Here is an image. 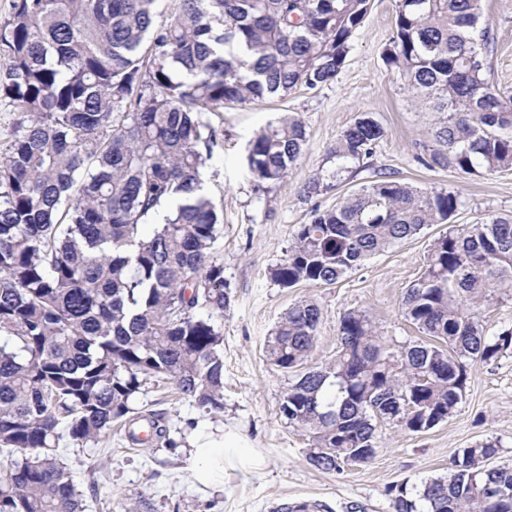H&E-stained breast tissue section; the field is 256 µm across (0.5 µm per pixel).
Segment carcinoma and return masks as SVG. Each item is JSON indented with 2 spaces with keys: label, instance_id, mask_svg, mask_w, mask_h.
I'll list each match as a JSON object with an SVG mask.
<instances>
[{
  "label": "carcinoma",
  "instance_id": "carcinoma-1",
  "mask_svg": "<svg viewBox=\"0 0 512 512\" xmlns=\"http://www.w3.org/2000/svg\"><path fill=\"white\" fill-rule=\"evenodd\" d=\"M15 0L0 21V105L20 114L0 160V512H83L56 457L60 430L95 442L136 412L151 377L200 409L224 411L221 321L231 297L215 250L222 217L203 171L220 139L207 117L226 104L333 83L370 0ZM482 0H397L383 61L441 114L426 167L464 176L512 170V95L490 82L495 38ZM363 115L301 187L306 199L368 167L385 137ZM307 144L283 116L255 134L257 186L283 182ZM457 192L391 176L312 208L270 279L333 285L430 224H448ZM154 224L151 233L142 232ZM512 300V214L434 240L401 300L419 336L387 340L370 316L340 318L336 357L305 367L322 310L302 300L266 341L295 374L281 403L309 435V465L344 471L377 447L376 423L399 408L421 432L457 410L471 363L512 354V329L486 334L479 313ZM498 445L459 450L418 490L423 512H512V466Z\"/></svg>",
  "mask_w": 512,
  "mask_h": 512
}]
</instances>
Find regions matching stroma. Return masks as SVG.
<instances>
[{
  "instance_id": "stroma-1",
  "label": "stroma",
  "mask_w": 512,
  "mask_h": 512,
  "mask_svg": "<svg viewBox=\"0 0 512 512\" xmlns=\"http://www.w3.org/2000/svg\"><path fill=\"white\" fill-rule=\"evenodd\" d=\"M396 4L397 0H371L335 82L209 113L220 141L207 163L204 181L224 215L216 251L224 261L231 295L223 321L224 411L208 414L176 394L169 380H150L135 406L157 414L175 447L160 441L150 447L133 446L120 423L98 442L83 446L63 437L59 458L82 495L84 512H269L273 502L298 496L313 498L329 506L330 512H395L399 490L416 499L423 481L447 474L459 449L491 440L498 445L494 464L512 466L511 355L468 367L462 399L447 421L421 434L381 425L375 458L340 474L308 465L307 433L288 424L280 411L293 377L266 359V340L280 316L304 299L315 301L323 313L308 360L312 366L335 357L339 319L350 309L365 311L392 343L416 336L415 327L401 313V299L420 275L432 241L449 226L512 213V171L468 178L419 163V155L435 147L431 131L439 115L415 102L405 80L382 60L394 28ZM481 6L496 41L494 85L512 94V0H482ZM284 113L303 122L308 144L286 181L265 191L257 187L248 169V147L256 132ZM363 114L373 116L386 130L370 169L341 189L304 199L302 182L321 168L340 132ZM380 173L421 188L453 189L462 205L451 225L426 227L414 238L367 259L336 284L283 288L270 280L269 268L284 258L296 230L310 221L313 207H332L339 197ZM206 426L237 431L246 447L262 456L261 472L230 470L223 489L196 487L182 469L183 443L188 430Z\"/></svg>"
}]
</instances>
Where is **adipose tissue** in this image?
<instances>
[{
    "label": "adipose tissue",
    "mask_w": 512,
    "mask_h": 512,
    "mask_svg": "<svg viewBox=\"0 0 512 512\" xmlns=\"http://www.w3.org/2000/svg\"><path fill=\"white\" fill-rule=\"evenodd\" d=\"M187 443L184 468L193 479L205 487L223 485L227 470H258L262 461L242 446L239 437L226 432H191Z\"/></svg>",
    "instance_id": "1"
}]
</instances>
